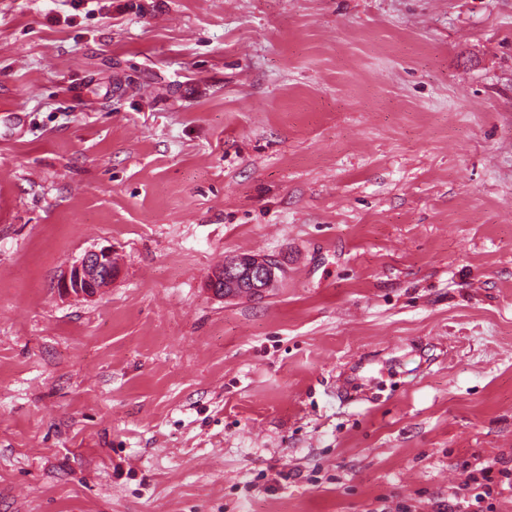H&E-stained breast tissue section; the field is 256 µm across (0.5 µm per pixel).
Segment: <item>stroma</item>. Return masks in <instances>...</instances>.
Returning a JSON list of instances; mask_svg holds the SVG:
<instances>
[{
    "mask_svg": "<svg viewBox=\"0 0 512 512\" xmlns=\"http://www.w3.org/2000/svg\"><path fill=\"white\" fill-rule=\"evenodd\" d=\"M499 460L512 0H0V512H435ZM119 274L118 260L111 246L94 248L76 258L56 280L60 296L91 299L101 294ZM277 267L279 263L273 256H242L216 269L207 280L206 288L220 299L244 295L262 297L271 288Z\"/></svg>",
    "mask_w": 512,
    "mask_h": 512,
    "instance_id": "obj_1",
    "label": "stroma"
}]
</instances>
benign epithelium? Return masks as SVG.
<instances>
[{
  "label": "benign epithelium",
  "instance_id": "benign-epithelium-1",
  "mask_svg": "<svg viewBox=\"0 0 512 512\" xmlns=\"http://www.w3.org/2000/svg\"><path fill=\"white\" fill-rule=\"evenodd\" d=\"M277 267L279 263L273 256H242L216 269L207 280L206 288L220 299L244 295L261 297L271 288ZM118 274V260L112 247L94 248L76 258L58 276L55 288L63 297L91 299L111 287Z\"/></svg>",
  "mask_w": 512,
  "mask_h": 512
}]
</instances>
